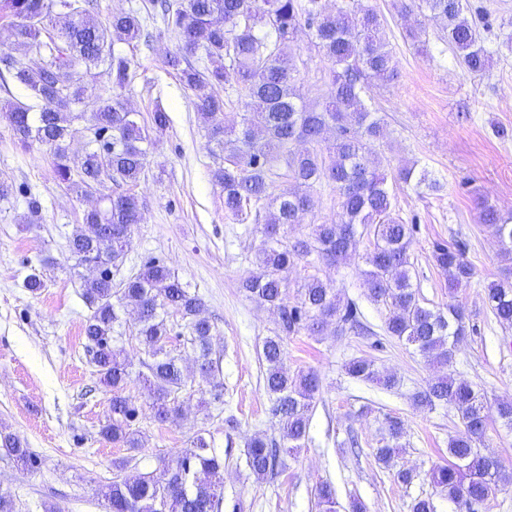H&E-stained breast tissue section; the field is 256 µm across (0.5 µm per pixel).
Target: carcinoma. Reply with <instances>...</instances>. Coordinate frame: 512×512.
<instances>
[{
    "label": "carcinoma",
    "mask_w": 512,
    "mask_h": 512,
    "mask_svg": "<svg viewBox=\"0 0 512 512\" xmlns=\"http://www.w3.org/2000/svg\"><path fill=\"white\" fill-rule=\"evenodd\" d=\"M183 0L177 8L160 4L167 26L180 37L178 51L167 66L180 73L193 91L197 108L210 123L211 153L224 159L214 171L224 188V211L243 222L252 208L264 205L268 219L261 233L263 247L256 271L245 283L249 296L278 313L279 330L266 338L262 360L264 385L278 419L283 445L296 450L305 445L310 411L319 393L318 375L308 369L290 372L284 366L283 336L306 331L321 335L341 321L352 330L362 328L355 303L343 301L333 286L319 276H308L296 297L288 299V272L301 259L312 268L338 266L356 252L359 239L370 241L362 270L369 297L386 309L385 331L430 358L440 371L427 387L414 394V402L433 408L442 402L461 416L463 430L448 443V464L434 468L431 480L448 499L468 508L481 505L504 490L507 480L500 460L485 452L491 409L512 424V401L492 407L475 387L446 372L464 340L465 309L450 303L427 307L417 295L408 253L413 225L396 214L394 197L382 168L380 142L385 137L378 111L364 99L371 79L393 82L398 64L379 13L363 0ZM91 0H0V12L10 18L4 40L26 46L41 57L40 64L11 54L0 56V82L14 80L27 88L32 102L3 105L19 142L36 144L50 155L58 184L84 196L110 182L124 190L106 198V204L84 214V229L69 241L79 265H92L94 277L84 280L82 297L91 308L84 324L88 352L99 383L111 394V416L103 437L129 448L140 445L133 423L140 409L126 395L129 379L122 350L114 345V326L121 311L137 314V335L148 361L146 381L151 390L149 407L158 422L178 414L176 394L187 385L178 359L167 350L168 314L185 321L196 352L199 372L216 377L212 358V325L202 316L204 303L190 293L165 264L150 258L137 272L114 280L123 262L134 227L141 221L142 204L130 192L145 174L147 157L168 116L156 104L152 128L134 119L119 94L130 82V63L114 42L131 43L144 33V18L136 11L112 15L107 25L91 15ZM401 11L418 12L423 20L408 32L425 43L426 22L439 25L438 39L458 53L463 68L484 73L493 53H512V31L500 36L487 21V13L472 10L470 0H402ZM308 31L311 44L328 63L327 89L311 103L296 78L294 47L298 33ZM205 54L210 65L193 67L188 57ZM105 68L116 93L104 98L75 78L81 67ZM224 84L236 91L244 112L239 126H226L219 116L226 102L210 89ZM84 122L86 141L80 155L67 144L71 124ZM293 183L273 193L275 179ZM397 179L418 191H431L439 181L417 163L398 169ZM327 183L336 190L340 221L315 224L306 237H288V227L300 223L315 208V187ZM477 222L490 229L512 256V216L485 205ZM436 266L448 279V289L467 285L472 269L460 246L438 243L433 249ZM485 303L503 327L512 326V284L493 282L485 288ZM353 377L392 388L395 375L380 371L367 358H354L347 366ZM387 438L376 449V461L388 467L399 454L401 421L387 417ZM208 432L200 430L191 446L163 465L160 475H116L102 491L106 512H220L223 470ZM0 446L23 471L36 467L37 457L12 436ZM279 445L260 436L246 443L245 463L260 478L277 465ZM314 495L322 512H336V490L322 481Z\"/></svg>",
    "instance_id": "carcinoma-1"
}]
</instances>
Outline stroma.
<instances>
[{"label":"stroma","instance_id":"35a3bbf8","mask_svg":"<svg viewBox=\"0 0 512 512\" xmlns=\"http://www.w3.org/2000/svg\"><path fill=\"white\" fill-rule=\"evenodd\" d=\"M384 20L400 77L389 85L373 83L366 100L378 109L387 137L380 146L384 170L418 162L438 179L437 191L416 193L391 185L396 211L414 226L410 261L414 285L427 306L448 301V281L436 267L435 243L458 244L472 267V278L458 293L467 309L466 340L448 371L467 381L489 400L512 398V327H502L484 304V289L512 280V261L485 225L477 221L478 203L512 214V55L496 56L485 74H469L446 44L430 38L419 51L407 32L417 17L399 13L396 0H365ZM140 9L152 41L117 43L131 60L124 92L139 123H149L155 104L170 117L151 149L135 192L144 203L119 277H126L143 257L155 256L170 267L205 304L212 324V353L219 363L216 379L201 377L189 333L171 316L169 348L190 380L178 393L177 418L155 421L145 402L146 355L139 343L133 312L115 327L141 402L134 429L142 446L132 450L105 440L100 431L110 416V395L99 385L83 325L89 308L81 282L93 270L77 265L68 240L83 225V215L97 202L59 187L51 158L42 149L22 148L0 117V179L29 185L42 200L37 223L26 221L23 200L0 212V432L18 438L37 456L34 471L18 470L0 452V492L13 497L16 512H105L99 490L111 482L113 461L127 460L126 475L158 470L160 461L180 453L198 430H209L224 459L221 512H321L314 489L322 480L337 489L338 512H350L358 498L366 512H410L415 499H432L436 512H470L449 501L433 486L431 469L448 460V441L462 428L459 413L440 404L432 410L414 406L412 395L434 374L427 360L385 331L386 311L373 303L361 271L369 247L361 239L356 254L337 267L312 270L298 262L288 275L297 289L311 273L331 283L342 298L354 301L369 331L348 326L312 336L284 337L289 370L314 369L320 392L310 412L303 448L281 455L274 475L256 478L245 463V443L260 435L280 439L270 413L261 361L263 340L277 329V315L251 300L243 281L253 270L262 244L261 225L238 222L224 212V192L213 172L219 161L207 149L208 123L199 114L193 92L166 64L180 39L167 29L152 0H96L95 19ZM507 128L508 138L494 135ZM39 273L45 286L32 295L23 281ZM372 359L378 369L395 373L399 387L387 390L352 378L347 363ZM234 417L235 428L224 424ZM399 418L403 449L392 467L379 465L374 452L385 435V419ZM412 470L410 484L396 472Z\"/></svg>","mask_w":512,"mask_h":512}]
</instances>
